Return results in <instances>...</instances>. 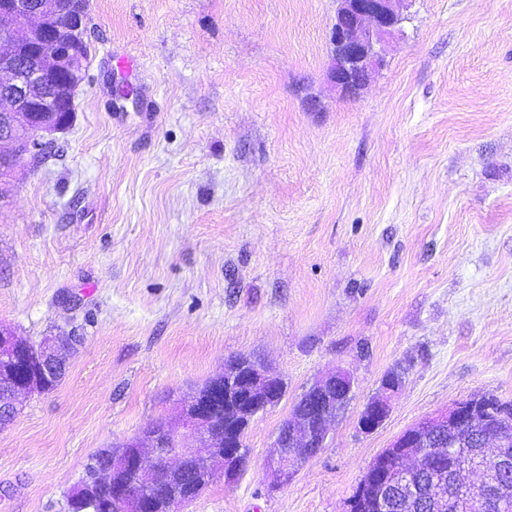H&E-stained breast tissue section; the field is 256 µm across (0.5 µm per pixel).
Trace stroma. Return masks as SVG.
<instances>
[{
	"label": "stroma",
	"instance_id": "stroma-1",
	"mask_svg": "<svg viewBox=\"0 0 512 512\" xmlns=\"http://www.w3.org/2000/svg\"><path fill=\"white\" fill-rule=\"evenodd\" d=\"M334 0H89L87 77L47 155L0 180V328L83 338L0 429V512H66L92 455L245 355L288 384L248 465L182 512H345L405 429L512 401V0H416L354 98ZM137 58L119 73L124 55ZM354 396L282 489L294 398ZM404 374L379 429L365 403ZM336 380L343 383L345 392L336 396ZM354 378L345 371H331L320 376L305 389L299 396L310 395L312 399L319 400L325 406L322 415L314 422L302 417L291 420L283 429L279 430L274 444L273 452L265 460V474L269 487H281L288 483V461L291 460L297 467L312 458L315 450L323 448L327 442L328 424L336 418V407L347 399L353 390Z\"/></svg>",
	"mask_w": 512,
	"mask_h": 512
}]
</instances>
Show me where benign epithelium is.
<instances>
[{
  "instance_id": "1",
  "label": "benign epithelium",
  "mask_w": 512,
  "mask_h": 512,
  "mask_svg": "<svg viewBox=\"0 0 512 512\" xmlns=\"http://www.w3.org/2000/svg\"><path fill=\"white\" fill-rule=\"evenodd\" d=\"M331 23L330 79L345 96L355 97L373 72L384 62L385 46L396 35L404 34L403 23L415 0H334ZM87 22L83 12L70 6V0H0V172L29 163L47 147L45 137L61 132L68 120H58L67 111L74 93L84 82V46ZM80 337L74 332L42 338L36 347V360L42 375L50 377L65 369L70 351ZM282 378L258 361L226 363L224 372L204 388L192 391L184 400L175 421L149 423L138 434L119 444L123 451L103 458H90L80 485L108 484L124 470L135 474L131 483L116 481L112 507L116 512H180L185 500L176 494L158 500L159 489L174 486L196 472L224 475L230 481L244 462L240 435L246 434L254 418L276 407L281 401ZM402 385L397 379L382 384L381 392L370 400L358 419L359 431L370 434L387 420L390 399ZM354 378L345 371H331L315 379L302 392L325 406L314 422L302 417L278 431L273 452L265 460L268 486L288 483V462L300 466L324 447L328 424L336 418V407L353 390ZM0 417L13 419L19 414L16 399L39 391L35 386L15 387L0 375ZM480 421L484 425L483 445L494 443L484 461L474 470L485 474L484 495L478 485L465 479L461 499L447 502L453 512H483L486 502L506 512L512 496L491 481L492 464L506 469L512 465V408L492 404L476 395L453 404L419 422L406 435L391 444L403 458L405 449L431 447L429 432L447 430L459 436ZM189 432L205 446L201 454L189 447L183 432ZM407 484L402 468L389 473L384 485L374 493V505L382 508L393 487Z\"/></svg>"
}]
</instances>
